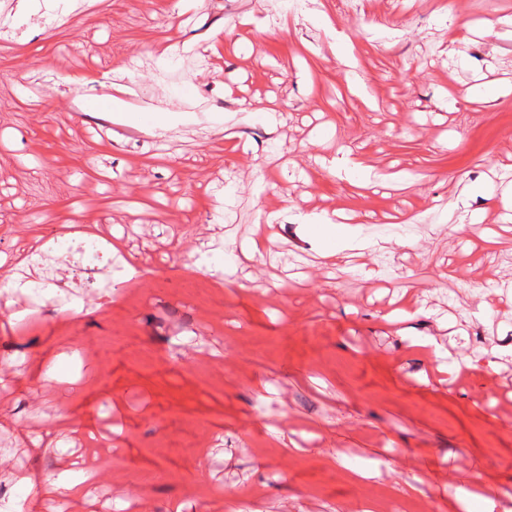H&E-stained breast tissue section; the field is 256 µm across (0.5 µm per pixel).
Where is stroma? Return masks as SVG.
Here are the masks:
<instances>
[{"mask_svg": "<svg viewBox=\"0 0 512 512\" xmlns=\"http://www.w3.org/2000/svg\"><path fill=\"white\" fill-rule=\"evenodd\" d=\"M306 7L0 0V253L43 242L47 270L0 261L27 285L0 292V512H54L17 482L83 448L66 512H512V0ZM337 211L380 245L341 269Z\"/></svg>", "mask_w": 512, "mask_h": 512, "instance_id": "obj_1", "label": "stroma"}]
</instances>
